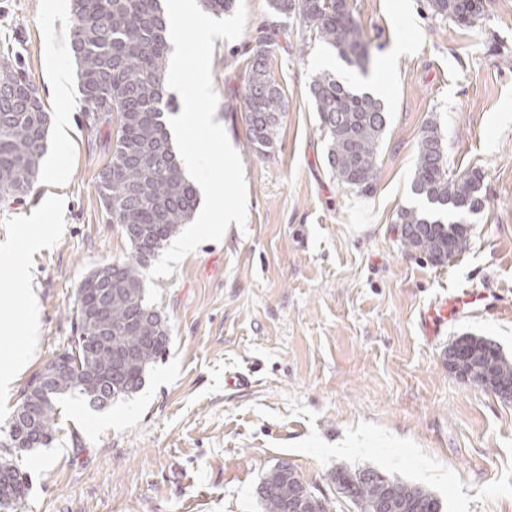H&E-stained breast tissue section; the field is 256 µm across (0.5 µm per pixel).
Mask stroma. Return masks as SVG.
<instances>
[{
  "label": "stroma",
  "mask_w": 512,
  "mask_h": 512,
  "mask_svg": "<svg viewBox=\"0 0 512 512\" xmlns=\"http://www.w3.org/2000/svg\"><path fill=\"white\" fill-rule=\"evenodd\" d=\"M349 5L368 73L390 86L372 193L341 185L327 165L310 85L335 52L298 18L284 20L267 60L286 112L272 149H252L244 79L271 18L268 0H245L243 33L215 38L212 57L214 119L242 160L245 225L155 278L170 328L165 357L133 397L101 410L59 401L54 442L19 462L30 489L16 512H263L257 487L281 462L335 512H358L340 497L337 471L367 467L427 487L443 512H512V400L459 380L445 361L464 334L512 358V0H486L470 26L431 15L426 0ZM71 24V0H0V53L17 54L51 113L53 75L76 71ZM69 107V128L50 130L31 192L0 200V361L28 329L23 303L5 293L6 254L28 236L45 239L24 256L37 343L0 397V423L29 380L70 350L84 277L131 252L98 197L106 134L84 123L78 88ZM431 122L451 171L479 172L484 201L468 218L467 249L443 265L401 247L395 222L415 201ZM57 163L66 174L55 181ZM462 288L498 304L424 335L421 309ZM241 374L248 384H232Z\"/></svg>",
  "instance_id": "stroma-1"
}]
</instances>
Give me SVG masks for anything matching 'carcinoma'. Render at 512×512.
I'll return each mask as SVG.
<instances>
[{"instance_id": "obj_1", "label": "carcinoma", "mask_w": 512, "mask_h": 512, "mask_svg": "<svg viewBox=\"0 0 512 512\" xmlns=\"http://www.w3.org/2000/svg\"><path fill=\"white\" fill-rule=\"evenodd\" d=\"M272 16L266 36L258 42L244 84L243 112L248 138L256 153L271 148L273 131L286 112L281 89L269 75L266 61L277 45L278 19L297 17L350 65L362 67L369 52L348 0H268ZM214 15L232 11L234 0H200ZM434 16L470 25L478 17L467 0H427ZM70 50L77 67L80 111L94 123L108 122L116 113L111 159L99 173V200L111 224H117L132 253L123 261L105 264L109 276L97 280L89 273L76 289L75 345L61 354L65 370L51 389H39L41 374L26 385L36 395L33 422L12 413L0 447V480L27 485L28 477L13 462L27 449L46 448L57 425V403L64 395L83 398L102 409L101 397L122 399L139 392L148 368L165 356L168 321L149 305L144 271L151 257L188 223L196 206L197 189L177 160L166 115L176 111L165 90L169 46L162 0H72ZM310 92L328 137L326 159L341 183L363 194L372 192L378 147L387 125L380 99L358 91L329 74L313 80ZM49 116L36 87L9 57L0 58V199H18L33 187L47 150ZM423 206L403 207L396 223L405 225L401 245L416 249L434 264H443L465 248L464 212L482 209L480 174H448L444 139L435 123L420 138L411 186ZM454 344L467 350L473 379L492 368L512 386V360L498 344L482 336H460ZM295 470L281 462L263 477L258 497L263 512H287L282 487ZM378 471L336 472L343 497L361 512H376L374 504L386 487L399 491L394 512H441L429 490L398 480L383 482Z\"/></svg>"}]
</instances>
